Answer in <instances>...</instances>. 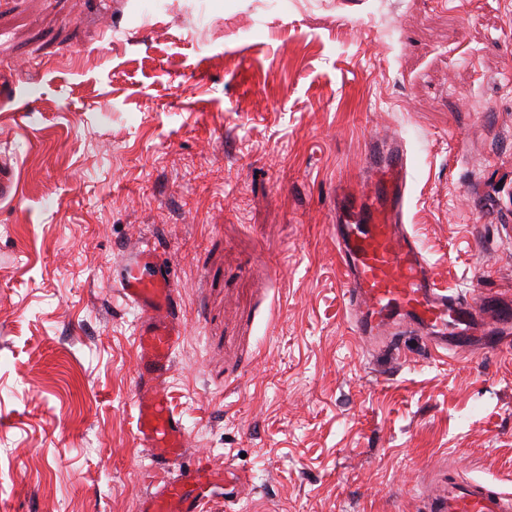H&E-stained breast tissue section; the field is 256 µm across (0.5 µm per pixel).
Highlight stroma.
Returning <instances> with one entry per match:
<instances>
[{
	"mask_svg": "<svg viewBox=\"0 0 512 512\" xmlns=\"http://www.w3.org/2000/svg\"><path fill=\"white\" fill-rule=\"evenodd\" d=\"M442 287L512 305V0H0V512H139L124 246L173 261L167 396L210 512L512 493V347L354 332L332 226L375 143Z\"/></svg>",
	"mask_w": 512,
	"mask_h": 512,
	"instance_id": "35a3bbf8",
	"label": "stroma"
}]
</instances>
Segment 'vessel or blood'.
<instances>
[{"label": "vessel or blood", "mask_w": 512, "mask_h": 512, "mask_svg": "<svg viewBox=\"0 0 512 512\" xmlns=\"http://www.w3.org/2000/svg\"><path fill=\"white\" fill-rule=\"evenodd\" d=\"M407 158L402 147L371 145L356 184L336 203V249L343 264L345 297L357 307V335L392 345L395 334L421 333L434 352L496 351L512 345V311L499 312L481 338L480 298L449 294L405 224ZM136 323V437L147 451L146 470L156 489L141 512H206L216 491L237 499L251 479L202 455L190 470L169 476L188 446V432L166 394L173 353L181 339V312L171 265L150 239L126 252L117 282ZM426 512H512V495L495 484L449 475L428 496Z\"/></svg>", "instance_id": "vessel-or-blood-1"}]
</instances>
